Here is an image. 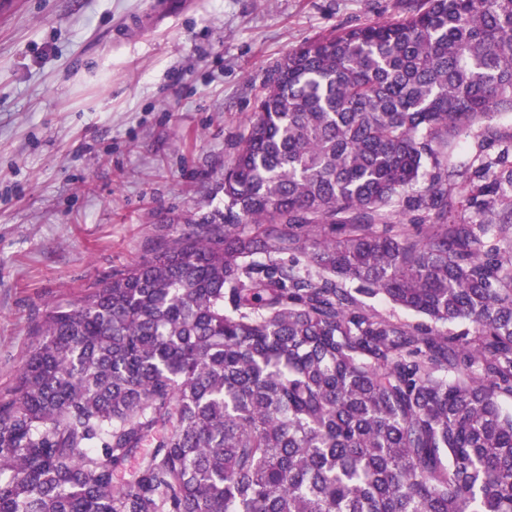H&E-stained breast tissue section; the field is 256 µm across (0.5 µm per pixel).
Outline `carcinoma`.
<instances>
[{
  "instance_id": "obj_1",
  "label": "carcinoma",
  "mask_w": 512,
  "mask_h": 512,
  "mask_svg": "<svg viewBox=\"0 0 512 512\" xmlns=\"http://www.w3.org/2000/svg\"><path fill=\"white\" fill-rule=\"evenodd\" d=\"M511 112L512 0L288 52L224 210L42 317L0 512H512ZM365 305L374 308L378 313L384 317H390L395 319H401L410 322H419L422 319L411 313L404 311L403 309L393 306L390 302L386 301L380 296L376 297H360Z\"/></svg>"
}]
</instances>
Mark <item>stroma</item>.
Instances as JSON below:
<instances>
[{
    "instance_id": "stroma-1",
    "label": "stroma",
    "mask_w": 512,
    "mask_h": 512,
    "mask_svg": "<svg viewBox=\"0 0 512 512\" xmlns=\"http://www.w3.org/2000/svg\"><path fill=\"white\" fill-rule=\"evenodd\" d=\"M409 0H15L0 12V397L59 303L224 206L272 69Z\"/></svg>"
}]
</instances>
